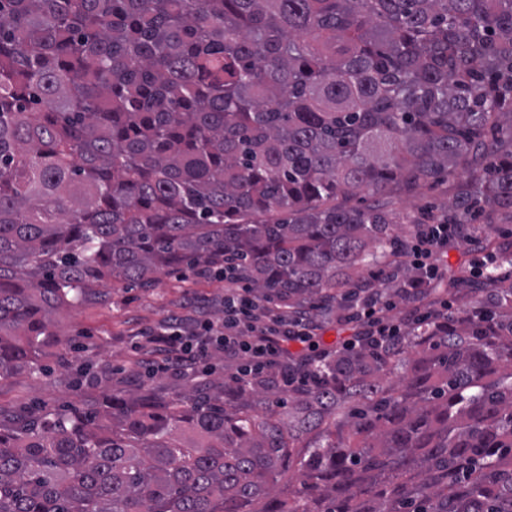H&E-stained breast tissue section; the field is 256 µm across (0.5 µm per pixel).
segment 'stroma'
<instances>
[{
    "mask_svg": "<svg viewBox=\"0 0 512 512\" xmlns=\"http://www.w3.org/2000/svg\"><path fill=\"white\" fill-rule=\"evenodd\" d=\"M452 193V184L443 182L389 197L386 203L399 213L437 214L447 208ZM224 288L221 279L198 278L189 271L158 275L149 288H127L113 280L101 283L95 300L60 316L57 336L38 356L39 376L22 372L0 378V417L29 413L38 402L82 407L100 393L133 388L143 331L187 314L192 297L220 312Z\"/></svg>",
    "mask_w": 512,
    "mask_h": 512,
    "instance_id": "35a3bbf8",
    "label": "stroma"
}]
</instances>
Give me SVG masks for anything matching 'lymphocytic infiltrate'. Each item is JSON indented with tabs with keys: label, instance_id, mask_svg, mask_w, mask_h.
<instances>
[{
	"label": "lymphocytic infiltrate",
	"instance_id": "lymphocytic-infiltrate-1",
	"mask_svg": "<svg viewBox=\"0 0 512 512\" xmlns=\"http://www.w3.org/2000/svg\"><path fill=\"white\" fill-rule=\"evenodd\" d=\"M464 238L460 224L417 225L405 247L406 261L416 275L403 283L402 293L416 299L439 283L443 274L435 255ZM224 281L222 313L198 307L192 315L146 330V341L156 355L139 361L140 373L153 376L173 370L205 378L212 374L213 360L220 353L225 361L236 364V378L244 384L273 372L280 374L287 388L318 383L320 368L337 349L322 344L320 326L309 311H276L253 298L249 289L238 287L232 274H225ZM393 307L375 289H358L343 316L352 333L342 337L339 349L353 350L366 342L381 347L391 343L401 331L390 315Z\"/></svg>",
	"mask_w": 512,
	"mask_h": 512
}]
</instances>
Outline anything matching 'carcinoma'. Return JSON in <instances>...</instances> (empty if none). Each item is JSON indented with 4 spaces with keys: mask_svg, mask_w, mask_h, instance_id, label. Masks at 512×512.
I'll list each match as a JSON object with an SVG mask.
<instances>
[{
    "mask_svg": "<svg viewBox=\"0 0 512 512\" xmlns=\"http://www.w3.org/2000/svg\"><path fill=\"white\" fill-rule=\"evenodd\" d=\"M460 165L432 223L512 219V0H0V378L105 280L223 268L324 318L418 223L337 200ZM480 244L457 311L319 387L0 420V512H512V236Z\"/></svg>",
    "mask_w": 512,
    "mask_h": 512,
    "instance_id": "carcinoma-1",
    "label": "carcinoma"
}]
</instances>
